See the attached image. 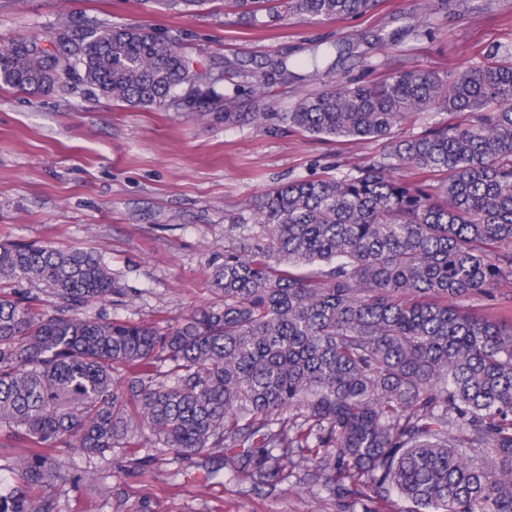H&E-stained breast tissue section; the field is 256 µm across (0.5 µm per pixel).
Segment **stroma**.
Returning a JSON list of instances; mask_svg holds the SVG:
<instances>
[{
    "label": "stroma",
    "instance_id": "stroma-1",
    "mask_svg": "<svg viewBox=\"0 0 512 512\" xmlns=\"http://www.w3.org/2000/svg\"><path fill=\"white\" fill-rule=\"evenodd\" d=\"M64 18L76 27L148 26L217 72L228 59L253 68L288 56L295 80L270 89L278 112L403 67L453 71L512 42V0L430 17L420 0H382L356 19L292 18L253 30L224 0L189 8L174 0H0V47L20 36L50 39ZM378 32L394 49L386 65L364 68L366 39ZM330 41L343 47L334 69L308 67ZM383 149L380 140L332 142L285 125L227 126L172 106L132 107L74 79L47 94L0 84V242L101 252L131 299L99 302L90 315L163 327L219 301L212 272L239 235L227 213L249 211L288 180L348 172ZM55 460L101 479L40 487L52 512H337L325 497L204 482L193 461H174L164 448H117L103 458L73 448Z\"/></svg>",
    "mask_w": 512,
    "mask_h": 512
}]
</instances>
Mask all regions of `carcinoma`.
<instances>
[{
    "instance_id": "obj_1",
    "label": "carcinoma",
    "mask_w": 512,
    "mask_h": 512,
    "mask_svg": "<svg viewBox=\"0 0 512 512\" xmlns=\"http://www.w3.org/2000/svg\"><path fill=\"white\" fill-rule=\"evenodd\" d=\"M475 0H423L424 15ZM381 0H224L243 23L362 17ZM243 79L253 111L217 91ZM285 59L216 74L143 26L61 22L50 46L0 49V82L50 90L65 77L143 108L224 124L272 121L384 151L339 176L277 186L229 223L213 285L224 303L158 327L91 317L126 296L103 257L0 243V283L43 286V311L0 292L1 448L22 445L0 512H48L35 489L64 476L52 452L168 448L254 490L319 487L341 512H512V316L459 304L512 283V44L452 72L401 68L275 112ZM446 112L417 135L420 115ZM417 178L409 180L405 172Z\"/></svg>"
}]
</instances>
